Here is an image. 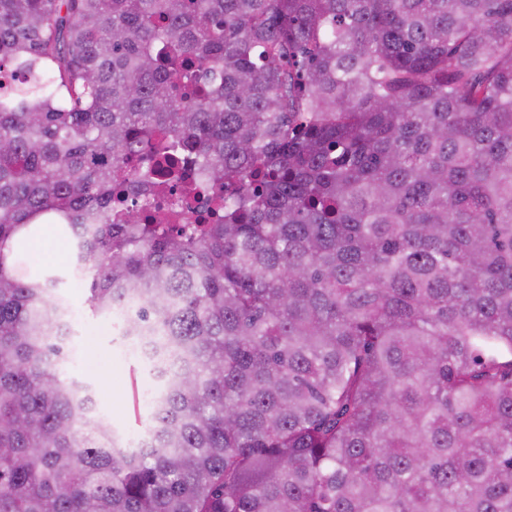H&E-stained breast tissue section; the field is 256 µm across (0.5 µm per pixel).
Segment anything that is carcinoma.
<instances>
[{
    "label": "carcinoma",
    "instance_id": "1",
    "mask_svg": "<svg viewBox=\"0 0 512 512\" xmlns=\"http://www.w3.org/2000/svg\"><path fill=\"white\" fill-rule=\"evenodd\" d=\"M4 68L0 512H512V0H0ZM68 280L154 377L134 446ZM49 242H38L34 247L20 254L13 264L14 274L18 278H23L32 263H39L42 266L57 272H65L70 266L72 252L64 240L58 239L53 234H48ZM65 253L63 261H56L59 253Z\"/></svg>",
    "mask_w": 512,
    "mask_h": 512
}]
</instances>
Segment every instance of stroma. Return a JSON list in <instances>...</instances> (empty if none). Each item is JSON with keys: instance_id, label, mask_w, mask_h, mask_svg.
<instances>
[{"instance_id": "1", "label": "stroma", "mask_w": 512, "mask_h": 512, "mask_svg": "<svg viewBox=\"0 0 512 512\" xmlns=\"http://www.w3.org/2000/svg\"><path fill=\"white\" fill-rule=\"evenodd\" d=\"M68 250V244L55 237L38 242L16 258L14 273L24 277L34 263L57 272L67 271L69 261L59 260L58 255ZM59 291L77 313L73 337L67 345L69 357L64 365L65 373L91 383L99 412L111 416L114 427L120 432L135 435L149 419L147 415L134 413L132 393L134 387L150 385L148 373L139 370L136 357L118 340L116 320L90 314L85 285L72 281L61 285Z\"/></svg>"}]
</instances>
